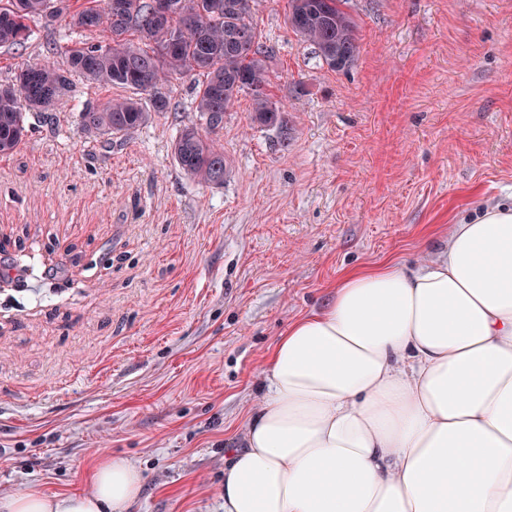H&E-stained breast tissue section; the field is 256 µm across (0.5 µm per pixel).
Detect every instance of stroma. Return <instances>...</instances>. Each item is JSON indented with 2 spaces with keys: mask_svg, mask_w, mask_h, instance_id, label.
Returning <instances> with one entry per match:
<instances>
[{
  "mask_svg": "<svg viewBox=\"0 0 512 512\" xmlns=\"http://www.w3.org/2000/svg\"><path fill=\"white\" fill-rule=\"evenodd\" d=\"M360 49L331 70L256 0L275 125L239 93L198 183L172 156L194 81L134 135L92 140L74 79L0 156V497L89 490L121 456L129 512H224V450L262 404L272 346L343 270L430 261L456 218L512 195V0H348ZM72 38L0 48V83Z\"/></svg>",
  "mask_w": 512,
  "mask_h": 512,
  "instance_id": "stroma-1",
  "label": "stroma"
}]
</instances>
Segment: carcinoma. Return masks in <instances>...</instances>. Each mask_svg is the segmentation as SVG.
<instances>
[{"mask_svg":"<svg viewBox=\"0 0 512 512\" xmlns=\"http://www.w3.org/2000/svg\"><path fill=\"white\" fill-rule=\"evenodd\" d=\"M7 2L0 6V47L25 44L31 23L40 20L49 26L61 16L69 17L78 32L103 34L104 42L79 41L66 49L62 60L26 66L10 83L0 84V155L18 148L28 115L53 108L74 76L137 94L111 98L99 110L79 113L82 130L106 141L132 135L151 114L167 111L170 79L204 77L196 93L199 122L179 130L173 155L185 174L209 185L224 184V150L212 135L223 127L224 112L239 93L251 96L257 122L278 120L279 108L267 93L268 55L250 21L253 0H173L163 17L151 16V0H85L82 8L73 7L72 0ZM343 2L289 0L292 30L336 70L348 67L359 49L358 26L342 9ZM134 33L142 45L129 39Z\"/></svg>","mask_w":512,"mask_h":512,"instance_id":"obj_1","label":"carcinoma"}]
</instances>
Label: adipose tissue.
<instances>
[{
    "label": "adipose tissue",
    "mask_w": 512,
    "mask_h": 512,
    "mask_svg": "<svg viewBox=\"0 0 512 512\" xmlns=\"http://www.w3.org/2000/svg\"><path fill=\"white\" fill-rule=\"evenodd\" d=\"M264 379L224 512H512V203L459 219L432 262L344 270ZM91 485L0 512H127L142 478L115 456Z\"/></svg>",
    "instance_id": "1"
}]
</instances>
